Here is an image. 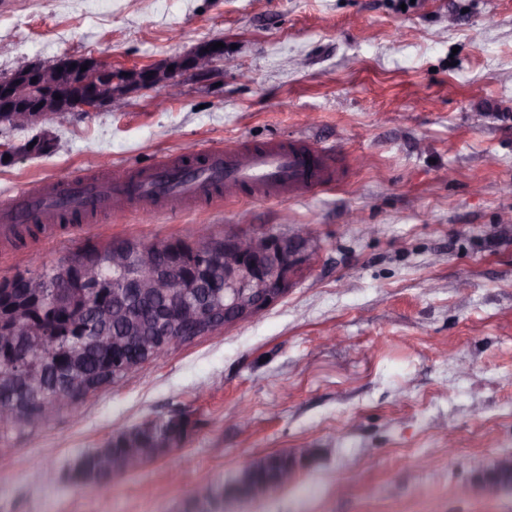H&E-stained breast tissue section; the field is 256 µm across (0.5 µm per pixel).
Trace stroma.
<instances>
[{"mask_svg": "<svg viewBox=\"0 0 512 512\" xmlns=\"http://www.w3.org/2000/svg\"><path fill=\"white\" fill-rule=\"evenodd\" d=\"M214 40L233 67L178 75L177 91L0 124L16 150L0 196L189 146L299 137L346 176L307 198L134 206L0 240L1 281L63 266L89 237L150 244L198 225L311 237L269 309L14 436L0 512H183L198 483L301 448L288 491L231 496L224 512H512V491L484 490L512 452V0H0V76L21 58L145 67ZM44 132L48 153H20ZM175 410L192 422L186 445L114 477L108 495L61 481L83 452Z\"/></svg>", "mask_w": 512, "mask_h": 512, "instance_id": "obj_1", "label": "stroma"}]
</instances>
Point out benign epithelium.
<instances>
[{
	"instance_id": "benign-epithelium-1",
	"label": "benign epithelium",
	"mask_w": 512,
	"mask_h": 512,
	"mask_svg": "<svg viewBox=\"0 0 512 512\" xmlns=\"http://www.w3.org/2000/svg\"><path fill=\"white\" fill-rule=\"evenodd\" d=\"M219 59H224V50H215L210 43L186 57L129 69L125 76L116 74L101 81L96 73L108 74L112 66L93 57L68 56L49 65L22 60L8 78L0 79V122L30 126L55 112H90L104 106L119 109L132 91L158 85L174 89L175 77L183 67L203 73ZM83 65L93 70L85 81L79 80ZM57 95L61 99H55ZM187 240L200 255L199 270L188 279L178 268L166 265L167 242L112 243V265L121 272L131 270L123 278L122 294L165 298L155 312L150 339L142 345L147 353L167 351L180 344L181 336H210L216 329L261 314L288 292L297 268L306 260L303 249L309 242L307 235L299 233L288 238L227 230L222 236H209L201 229ZM21 283L34 292L43 288L42 280L26 272L0 286L13 288ZM75 286L97 291L109 287L81 250L71 255L62 269V279L55 284L57 288ZM30 355L29 350L14 351L15 380L24 377ZM138 368L130 360L116 358L112 360V377L127 378Z\"/></svg>"
}]
</instances>
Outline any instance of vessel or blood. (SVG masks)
<instances>
[{
  "label": "vessel or blood",
  "mask_w": 512,
  "mask_h": 512,
  "mask_svg": "<svg viewBox=\"0 0 512 512\" xmlns=\"http://www.w3.org/2000/svg\"><path fill=\"white\" fill-rule=\"evenodd\" d=\"M188 163L193 177L173 184L170 174L182 159L164 157L130 171L117 168L106 176H75L21 187L0 198V233L34 219L70 224L85 217L108 219L131 204L143 206L210 204L236 197L240 190L262 199L309 197L340 179L329 149L296 139L261 147L220 150L203 146Z\"/></svg>",
  "instance_id": "b4317fda"
}]
</instances>
